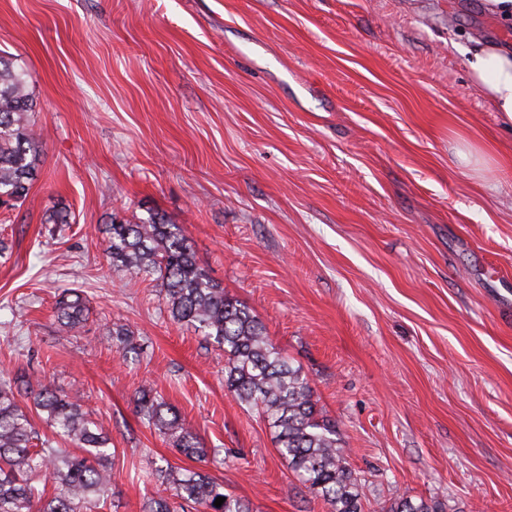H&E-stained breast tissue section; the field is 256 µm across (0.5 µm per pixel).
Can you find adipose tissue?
I'll return each instance as SVG.
<instances>
[{
  "label": "adipose tissue",
  "instance_id": "1",
  "mask_svg": "<svg viewBox=\"0 0 512 512\" xmlns=\"http://www.w3.org/2000/svg\"><path fill=\"white\" fill-rule=\"evenodd\" d=\"M469 76L503 121L512 124V42L476 46L469 61Z\"/></svg>",
  "mask_w": 512,
  "mask_h": 512
}]
</instances>
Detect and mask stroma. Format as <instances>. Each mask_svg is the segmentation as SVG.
Here are the masks:
<instances>
[{
  "label": "stroma",
  "mask_w": 512,
  "mask_h": 512,
  "mask_svg": "<svg viewBox=\"0 0 512 512\" xmlns=\"http://www.w3.org/2000/svg\"><path fill=\"white\" fill-rule=\"evenodd\" d=\"M481 3L0 0L42 145L0 209V376L83 396L115 450L98 512H142L157 466L187 463L137 415L145 380L252 512H329L225 390L223 352L112 267L105 224L155 213L307 376L364 512H512V128L468 77L473 39L512 30ZM62 206L74 222L45 223ZM66 289L79 336L53 316ZM87 311L81 294L74 290L63 291L54 306V316L59 325L73 333H79L84 327ZM389 512H441V509L436 502H428L422 498L417 500L411 496L402 495L394 500Z\"/></svg>",
  "instance_id": "stroma-1"
}]
</instances>
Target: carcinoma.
Instances as JSON below:
<instances>
[{"instance_id":"carcinoma-1","label":"carcinoma","mask_w":512,"mask_h":512,"mask_svg":"<svg viewBox=\"0 0 512 512\" xmlns=\"http://www.w3.org/2000/svg\"><path fill=\"white\" fill-rule=\"evenodd\" d=\"M28 78L0 54V207L23 203L41 161L32 122L36 102L25 92ZM104 233L113 266L136 282H157L170 318L222 348L224 387L268 421L278 452L309 493L329 504L330 512H363L347 449L336 438V426L320 416L309 381L275 347L257 316L209 279L183 228L155 215L138 222L114 219ZM54 316L68 331L80 332L87 321L81 294L64 291ZM112 340L121 358L134 349L132 332L122 325L112 330ZM134 402L183 456L200 458L198 436L152 385H140ZM35 415L75 447H52ZM110 457L109 439L79 396L23 375L0 383V512H95L112 480ZM157 474L171 498L151 499L143 512H249L242 499L224 491V484L192 467L168 463ZM37 477L52 482L53 491L38 488ZM218 497L225 501L216 507ZM389 512L441 509L402 495Z\"/></svg>"}]
</instances>
